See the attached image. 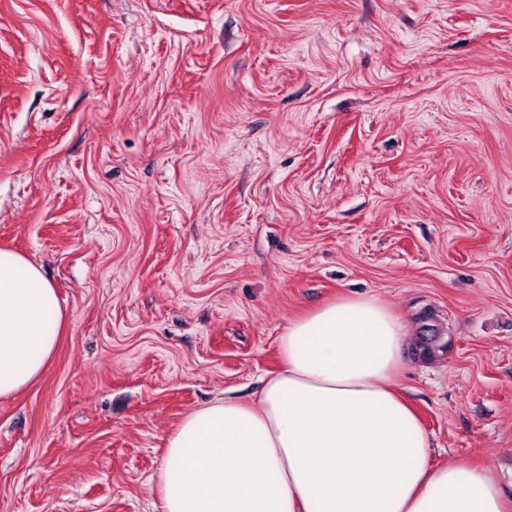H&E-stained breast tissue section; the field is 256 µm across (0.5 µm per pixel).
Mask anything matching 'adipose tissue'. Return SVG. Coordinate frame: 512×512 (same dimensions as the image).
I'll return each mask as SVG.
<instances>
[{"mask_svg":"<svg viewBox=\"0 0 512 512\" xmlns=\"http://www.w3.org/2000/svg\"><path fill=\"white\" fill-rule=\"evenodd\" d=\"M65 327L40 267L0 247V399L26 391ZM406 331L373 298L344 297L290 322L282 367L255 399H218L167 437L159 512H512L497 481L433 463L394 383Z\"/></svg>","mask_w":512,"mask_h":512,"instance_id":"1","label":"adipose tissue"}]
</instances>
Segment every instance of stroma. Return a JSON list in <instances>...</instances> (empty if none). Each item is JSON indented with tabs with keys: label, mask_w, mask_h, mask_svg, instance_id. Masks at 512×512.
I'll return each mask as SVG.
<instances>
[{
	"label": "stroma",
	"mask_w": 512,
	"mask_h": 512,
	"mask_svg": "<svg viewBox=\"0 0 512 512\" xmlns=\"http://www.w3.org/2000/svg\"><path fill=\"white\" fill-rule=\"evenodd\" d=\"M0 246L66 317L0 512H157L182 418L343 297L405 327L434 462L512 494V0H0ZM427 327L423 330V335L418 337L415 349L418 355L422 358L435 357L439 352H446L448 349V342L444 340V336H440L435 328V324L427 323ZM433 336H440L437 342L433 341Z\"/></svg>",
	"instance_id": "obj_1"
}]
</instances>
